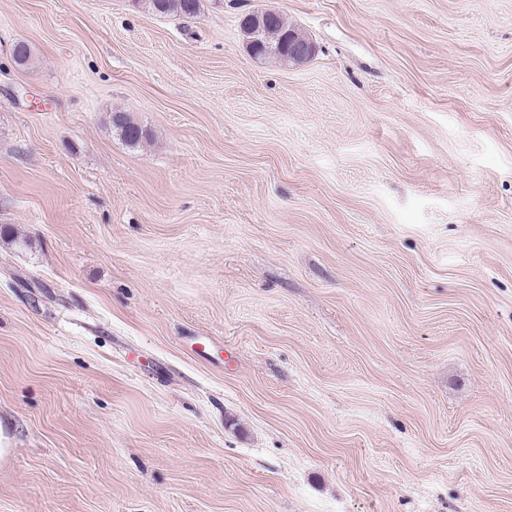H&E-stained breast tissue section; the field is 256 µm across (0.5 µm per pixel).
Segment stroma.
<instances>
[{
	"label": "stroma",
	"mask_w": 512,
	"mask_h": 512,
	"mask_svg": "<svg viewBox=\"0 0 512 512\" xmlns=\"http://www.w3.org/2000/svg\"><path fill=\"white\" fill-rule=\"evenodd\" d=\"M0 430V512H512V0H0ZM143 8L157 15L194 19L202 9V0H137ZM266 11H257L254 13H250L246 15V17L242 21V32L243 36L247 43V48L251 55H254L255 52L263 48L264 46L256 38L261 31L263 24L266 22ZM275 12V11H273ZM271 18L268 25L262 34V41L267 44H275L283 33L292 30L298 40L308 38L303 32L292 26L288 21L278 12ZM288 32L281 39L280 43L275 47L265 49L267 56L277 57L278 59L288 60V63L296 65L308 62L315 53V46L309 39L307 42H300L295 38V34ZM122 113L119 120L116 113ZM112 129L118 133L122 141L129 147H140L152 139V132L146 126L134 121L127 112L116 110L110 114Z\"/></svg>",
	"instance_id": "1"
}]
</instances>
